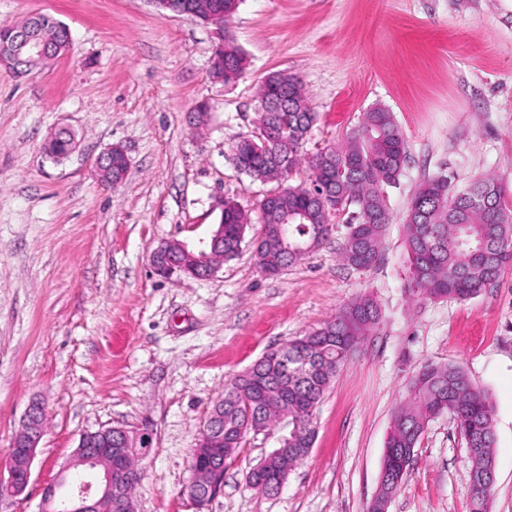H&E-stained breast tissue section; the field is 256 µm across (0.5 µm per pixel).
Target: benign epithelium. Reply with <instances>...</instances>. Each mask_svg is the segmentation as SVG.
Masks as SVG:
<instances>
[{"instance_id":"1","label":"benign epithelium","mask_w":512,"mask_h":512,"mask_svg":"<svg viewBox=\"0 0 512 512\" xmlns=\"http://www.w3.org/2000/svg\"><path fill=\"white\" fill-rule=\"evenodd\" d=\"M71 33L48 44L34 33L14 27L0 28V68L21 78L26 76L23 65L36 57L45 63L70 52ZM122 165L130 167L131 159L126 148L117 144L108 147L97 159L100 172L112 164L113 150ZM224 236V228L214 233V239H202L197 245L173 240L160 245L152 254L151 263L155 273L165 279L173 276L205 278L214 276L224 263V252L216 245V239ZM184 252L196 256L204 267L188 265L174 258ZM44 406L32 405L23 420L21 428L13 437L9 458L5 466L8 477L0 475V498L12 499L22 495L29 486L32 465L38 455L44 435ZM119 447H112V441ZM153 430L146 424L136 427H110L89 431L81 435L77 448L57 473L55 480L42 489L40 512H57L65 505V512H135L134 491L141 481V472L131 465L130 455H142L151 447ZM210 437L202 435L192 454L193 480L188 495L194 505L201 509L215 494L224 481V468L212 460ZM378 484L385 485L388 496L381 500L373 497L368 510H387L393 497L398 493L400 478H386L381 473Z\"/></svg>"}]
</instances>
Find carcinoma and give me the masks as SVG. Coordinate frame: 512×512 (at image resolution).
Masks as SVG:
<instances>
[{
	"label": "carcinoma",
	"instance_id": "1",
	"mask_svg": "<svg viewBox=\"0 0 512 512\" xmlns=\"http://www.w3.org/2000/svg\"><path fill=\"white\" fill-rule=\"evenodd\" d=\"M173 5L205 18L222 7L218 27L224 30V85L238 82L248 60L229 30L241 0H172ZM64 23L43 15L35 34L59 38ZM260 110L254 132L232 145L237 169L252 181L281 183L302 160L312 112L301 81L283 72L269 73L260 87ZM408 160L406 138L393 112L378 105L364 113L346 142L315 154L306 185L286 186L259 204L262 233L251 241L261 270L285 266L304 256L295 251L329 237L334 212L321 194L334 195L355 207V222L342 247L347 265L367 270L378 261L379 246L390 224L387 188L396 185ZM506 188L494 177H479L455 190L445 175L425 180L411 198L405 216L409 263V295L416 300L468 301L480 296L512 266V209ZM224 258L239 254L250 213L232 199L224 200ZM375 300L362 296L308 334L288 340L275 358L262 354L250 367L224 384L220 418L207 429L213 450L232 460L247 435L267 431L288 419V439L265 455L267 465L247 481L267 489L279 486L285 458L307 456L314 444L317 406L338 371L379 324ZM450 414L466 447L469 474L478 475L489 462L494 444V407L463 368L426 364L413 376L407 397L396 407L385 441L384 464L406 479L426 423Z\"/></svg>",
	"mask_w": 512,
	"mask_h": 512
}]
</instances>
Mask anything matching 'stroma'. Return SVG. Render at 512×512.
<instances>
[{
	"instance_id": "1",
	"label": "stroma",
	"mask_w": 512,
	"mask_h": 512,
	"mask_svg": "<svg viewBox=\"0 0 512 512\" xmlns=\"http://www.w3.org/2000/svg\"><path fill=\"white\" fill-rule=\"evenodd\" d=\"M33 12L65 23L69 55L23 79L0 69V462L32 402L47 424L26 492L0 512H40L43 486L84 432L150 422L136 512H200L186 488L192 452L224 383L268 348L307 334L368 295L381 311L319 404L307 458L282 491L246 484L288 432L248 435L201 512H366L392 414L429 363L461 366L494 406L492 512H512V267L480 296L416 301L407 292L404 215L427 178L464 189L499 179L512 204V0H243L231 19L249 66L213 81L215 25L159 17L148 0H0V24ZM297 75L316 121L304 156L342 144L363 112H393L408 162L388 188L381 259L341 257L351 211L327 242L279 274L250 248L208 279L157 276L162 243L209 237L217 196L251 213L270 191L235 168L269 72ZM208 103L210 117L191 114ZM75 150L43 145L59 127ZM126 147L122 183L99 154ZM388 512H470L467 450L450 415L431 419Z\"/></svg>"
}]
</instances>
